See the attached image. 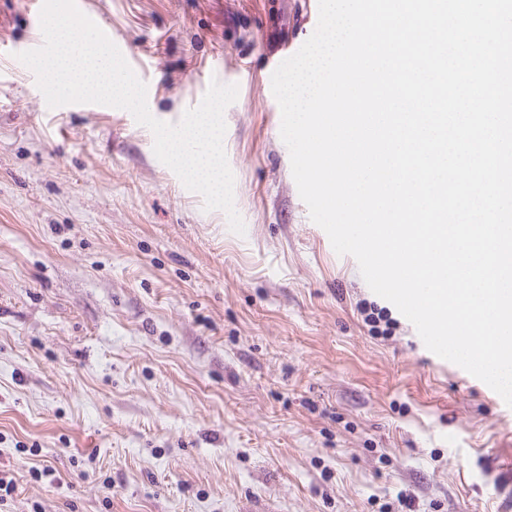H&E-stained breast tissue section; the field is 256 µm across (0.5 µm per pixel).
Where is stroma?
Listing matches in <instances>:
<instances>
[{"label": "stroma", "mask_w": 512, "mask_h": 512, "mask_svg": "<svg viewBox=\"0 0 512 512\" xmlns=\"http://www.w3.org/2000/svg\"><path fill=\"white\" fill-rule=\"evenodd\" d=\"M0 0V40L41 39ZM179 122L224 61L245 236L124 109L0 57V512H496L512 408L313 223L261 76L318 0H81Z\"/></svg>", "instance_id": "35a3bbf8"}]
</instances>
